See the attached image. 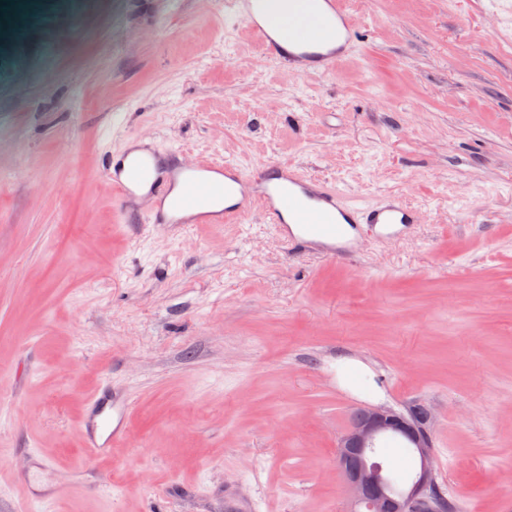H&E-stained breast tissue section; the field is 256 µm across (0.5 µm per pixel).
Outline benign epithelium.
<instances>
[{"mask_svg": "<svg viewBox=\"0 0 512 512\" xmlns=\"http://www.w3.org/2000/svg\"><path fill=\"white\" fill-rule=\"evenodd\" d=\"M425 410L405 414L386 407L360 410L336 445V464L351 491V512H427L436 499L433 443ZM387 438L402 441L418 459V467L400 487L387 479L384 465L375 460Z\"/></svg>", "mask_w": 512, "mask_h": 512, "instance_id": "obj_1", "label": "benign epithelium"}]
</instances>
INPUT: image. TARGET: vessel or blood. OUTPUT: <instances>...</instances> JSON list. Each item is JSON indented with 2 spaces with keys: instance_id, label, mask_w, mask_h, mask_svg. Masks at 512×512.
I'll list each match as a JSON object with an SVG mask.
<instances>
[{
  "instance_id": "b4317fda",
  "label": "vessel or blood",
  "mask_w": 512,
  "mask_h": 512,
  "mask_svg": "<svg viewBox=\"0 0 512 512\" xmlns=\"http://www.w3.org/2000/svg\"><path fill=\"white\" fill-rule=\"evenodd\" d=\"M321 2L318 21H309L303 12L293 19L294 46L289 51L257 22L255 0H228V7L275 55H287L300 74L317 75L331 71L338 58L355 48L357 34L341 0ZM106 177L120 201L132 200L146 185L164 197V204L147 213L148 223L242 222L257 208L283 237L296 235L318 244L329 257L335 256L341 235L357 239L363 225L376 226L379 235L387 236L421 221L398 196L357 206L341 190L280 163L249 172L231 161L189 162L179 151L144 146L136 153L123 151L117 168ZM88 406L80 420L82 444L93 459H110L113 447L129 435L132 404L128 396L97 391Z\"/></svg>"
}]
</instances>
